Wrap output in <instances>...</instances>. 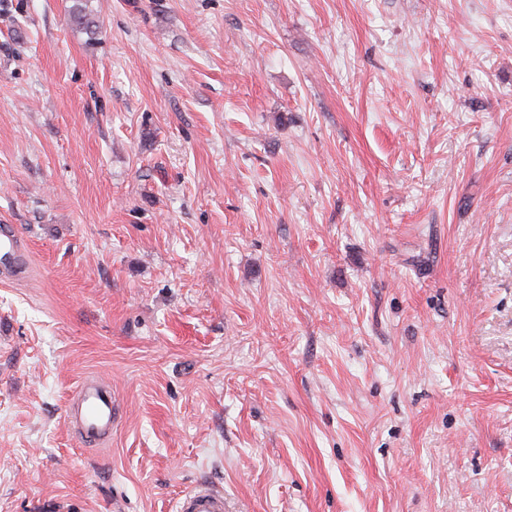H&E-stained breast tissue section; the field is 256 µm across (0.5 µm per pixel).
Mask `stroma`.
<instances>
[{
    "label": "stroma",
    "mask_w": 512,
    "mask_h": 512,
    "mask_svg": "<svg viewBox=\"0 0 512 512\" xmlns=\"http://www.w3.org/2000/svg\"><path fill=\"white\" fill-rule=\"evenodd\" d=\"M1 224L0 512H512V0H0ZM31 257L13 224L0 225V274L7 281L26 282L31 274ZM76 437L88 448L106 446L112 437L115 405L112 389L99 379L85 380L77 393ZM180 512H224V494L209 485L199 484L185 495Z\"/></svg>",
    "instance_id": "1"
}]
</instances>
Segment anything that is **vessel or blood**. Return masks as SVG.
Listing matches in <instances>:
<instances>
[{"label":"vessel or blood","instance_id":"obj_1","mask_svg":"<svg viewBox=\"0 0 512 512\" xmlns=\"http://www.w3.org/2000/svg\"><path fill=\"white\" fill-rule=\"evenodd\" d=\"M31 257L13 225H0V278L10 282L28 281ZM76 437L82 446L101 448L112 437L115 405L108 384L92 378L85 380L77 393ZM179 512H224V495L201 484L185 495Z\"/></svg>","mask_w":512,"mask_h":512}]
</instances>
